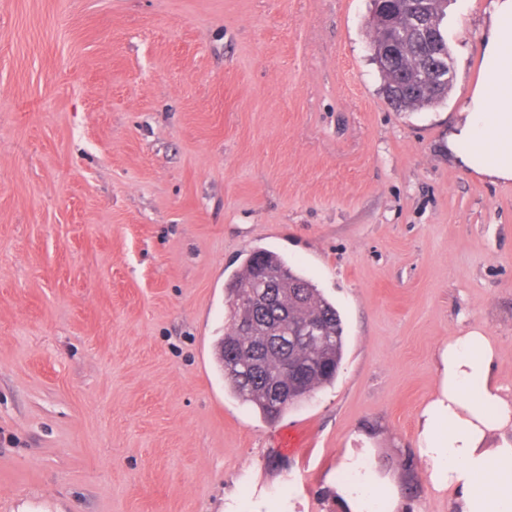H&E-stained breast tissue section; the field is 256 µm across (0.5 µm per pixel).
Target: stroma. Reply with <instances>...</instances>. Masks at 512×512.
I'll list each match as a JSON object with an SVG mask.
<instances>
[{"instance_id": "obj_1", "label": "stroma", "mask_w": 512, "mask_h": 512, "mask_svg": "<svg viewBox=\"0 0 512 512\" xmlns=\"http://www.w3.org/2000/svg\"><path fill=\"white\" fill-rule=\"evenodd\" d=\"M490 4L451 0L453 87L398 112L371 0H0V512H344L365 446L448 512L415 447L439 348L484 325L512 388V185L448 156ZM262 249L346 336L274 423L214 358Z\"/></svg>"}]
</instances>
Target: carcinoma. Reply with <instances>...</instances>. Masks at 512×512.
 <instances>
[{"mask_svg": "<svg viewBox=\"0 0 512 512\" xmlns=\"http://www.w3.org/2000/svg\"><path fill=\"white\" fill-rule=\"evenodd\" d=\"M402 0H385L376 34L394 26L402 51L389 69H382V94L400 112L433 107L448 97L452 83L425 91L408 74L415 62L433 57L436 48L448 49L442 25L427 34L411 30L403 19ZM231 326L217 344V361L224 384L264 420L275 422L289 408L303 402L319 388L336 381L345 347L342 319L336 306L280 254L262 250L251 253L241 272L226 284ZM253 312L252 328L238 325L242 311ZM310 317L321 321L320 330L294 341L300 324ZM288 376L291 393L275 403L270 387Z\"/></svg>", "mask_w": 512, "mask_h": 512, "instance_id": "carcinoma-1", "label": "carcinoma"}]
</instances>
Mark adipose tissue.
Here are the masks:
<instances>
[{"instance_id":"adipose-tissue-1","label":"adipose tissue","mask_w":512,"mask_h":512,"mask_svg":"<svg viewBox=\"0 0 512 512\" xmlns=\"http://www.w3.org/2000/svg\"><path fill=\"white\" fill-rule=\"evenodd\" d=\"M479 78L448 133L457 164L512 183V0H492ZM498 347L483 325L462 328L436 358L438 389L423 407L416 446L454 512H512V395L496 373ZM336 487L347 512H397L393 484L365 456L341 463Z\"/></svg>"}]
</instances>
